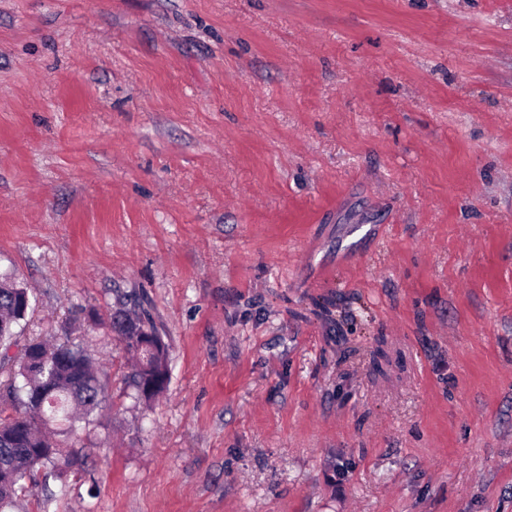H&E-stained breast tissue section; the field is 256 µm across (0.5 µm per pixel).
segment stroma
I'll use <instances>...</instances> for the list:
<instances>
[{
  "label": "stroma",
  "instance_id": "stroma-1",
  "mask_svg": "<svg viewBox=\"0 0 512 512\" xmlns=\"http://www.w3.org/2000/svg\"><path fill=\"white\" fill-rule=\"evenodd\" d=\"M0 272L114 401L23 512H512V0H0ZM110 332L123 342L128 355L130 372L126 378L131 388L132 398L136 402L149 405L169 382V350L164 337L154 325L151 315L144 308L125 310L120 308L106 315V319L97 317ZM150 330L153 336H146L142 331ZM153 386L149 393L144 387Z\"/></svg>",
  "mask_w": 512,
  "mask_h": 512
}]
</instances>
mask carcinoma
I'll return each mask as SVG.
<instances>
[{
    "label": "carcinoma",
    "mask_w": 512,
    "mask_h": 512,
    "mask_svg": "<svg viewBox=\"0 0 512 512\" xmlns=\"http://www.w3.org/2000/svg\"><path fill=\"white\" fill-rule=\"evenodd\" d=\"M27 298L31 291L23 282L0 274V512H10L22 496H35L22 480L36 469L59 478L78 474L87 454L73 450L72 439L79 428L99 425V412L110 405L80 345L33 339L11 353L15 329L31 308ZM98 321L124 344L131 397L149 405L169 382L168 345L151 315L120 308Z\"/></svg>",
    "instance_id": "cac0c4a2"
}]
</instances>
